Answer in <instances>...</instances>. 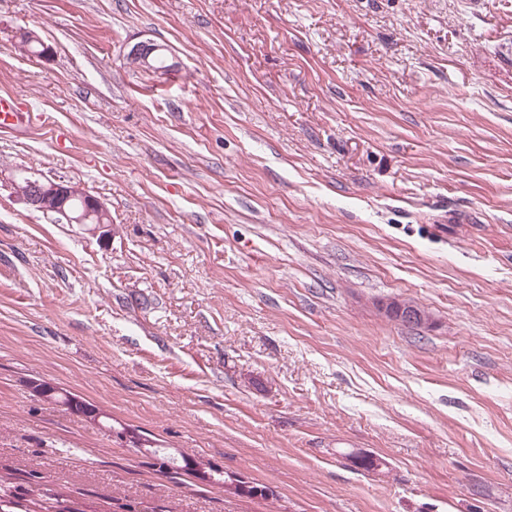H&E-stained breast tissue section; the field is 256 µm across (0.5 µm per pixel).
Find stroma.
Returning <instances> with one entry per match:
<instances>
[{
	"label": "stroma",
	"mask_w": 512,
	"mask_h": 512,
	"mask_svg": "<svg viewBox=\"0 0 512 512\" xmlns=\"http://www.w3.org/2000/svg\"><path fill=\"white\" fill-rule=\"evenodd\" d=\"M140 42L173 69L129 67ZM0 94L34 118L0 129V165L112 216L105 235L0 192L16 500L512 512V0H0ZM408 300L430 324L388 317ZM121 427L277 499L160 470Z\"/></svg>",
	"instance_id": "stroma-1"
}]
</instances>
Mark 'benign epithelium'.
I'll use <instances>...</instances> for the list:
<instances>
[{"instance_id": "1", "label": "benign epithelium", "mask_w": 512, "mask_h": 512, "mask_svg": "<svg viewBox=\"0 0 512 512\" xmlns=\"http://www.w3.org/2000/svg\"><path fill=\"white\" fill-rule=\"evenodd\" d=\"M167 51V48L150 42L138 43L130 48L126 55L128 63L137 68L151 66L152 58ZM10 191V196L25 205L29 210L44 215L53 214L57 220L68 224H95L102 227L112 226V218L105 205L95 196L89 194L80 184L69 179H46L36 173L30 174L26 183L21 185L17 175L4 177L0 169V188ZM74 198L83 201V208L74 210L69 202ZM396 320L406 324L425 325L430 317L427 311L410 302H394L390 305ZM27 388L35 396L47 401H54L62 389L41 379L31 378L26 381Z\"/></svg>"}]
</instances>
